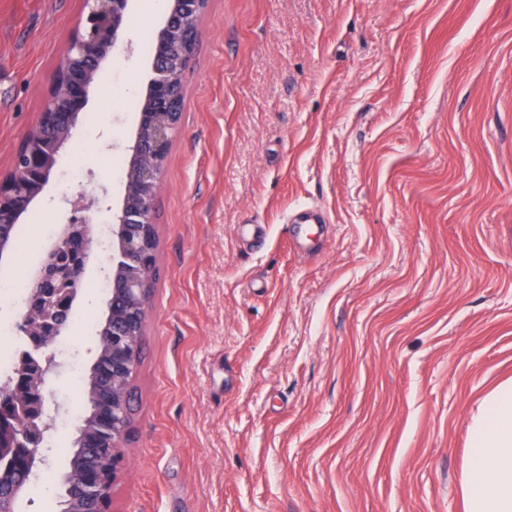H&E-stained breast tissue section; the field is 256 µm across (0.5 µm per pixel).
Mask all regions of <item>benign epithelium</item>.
Here are the masks:
<instances>
[{
  "label": "benign epithelium",
  "instance_id": "1",
  "mask_svg": "<svg viewBox=\"0 0 512 512\" xmlns=\"http://www.w3.org/2000/svg\"><path fill=\"white\" fill-rule=\"evenodd\" d=\"M132 0H84L86 16L82 29L72 37L65 55L67 66L56 72L47 102L39 114L35 127L26 136L21 148L23 162L14 163L10 173L0 177V251L11 246V225L21 223L49 182L61 152L71 134L64 130L47 138L42 130L51 124L57 112L70 115V127H75L83 111L88 91L101 64L123 44L125 24ZM210 0H169L168 16L156 32V51L152 59L154 76L140 95L137 129L127 146L123 197L118 208L109 205L108 191L94 186L67 198L72 216L62 225L58 238L46 250L48 264L40 267L34 277L33 288L44 307V321L37 327L28 312L21 315L22 331L38 338L36 351L43 354L64 335L72 312L76 289L71 288L62 302L55 290L46 287L52 274L65 280L82 277L92 257V218L102 212L112 214V265L102 269L103 277L112 281V297L122 295L128 303L127 314L119 316L116 308H108L106 325L112 344V364L131 363L134 348L131 322L145 323L146 315L137 301L152 280L153 258L143 261L139 269L131 271L124 263L133 259L142 248V241L133 235L141 226L155 227L154 207L161 173L170 148L172 136L179 126L184 103V84L177 81L181 60L175 54V39L184 31L199 32V21L209 7ZM84 238V250L76 268L63 264L51 267L68 249L74 235ZM128 392L112 391V417L95 421V427L109 436L108 452L112 466H117L128 435L130 414L121 404ZM30 424L28 414L12 413L5 408L0 413V457H10L13 465L26 469L35 466L31 449L23 450L28 434L23 426ZM114 479L111 471L91 472L85 479L89 493L96 495L91 512H108L110 492Z\"/></svg>",
  "mask_w": 512,
  "mask_h": 512
}]
</instances>
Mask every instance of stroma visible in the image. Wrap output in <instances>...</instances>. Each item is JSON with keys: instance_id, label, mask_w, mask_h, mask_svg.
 <instances>
[{"instance_id": "stroma-1", "label": "stroma", "mask_w": 512, "mask_h": 512, "mask_svg": "<svg viewBox=\"0 0 512 512\" xmlns=\"http://www.w3.org/2000/svg\"><path fill=\"white\" fill-rule=\"evenodd\" d=\"M83 0H0V174ZM164 13L134 0L26 230L111 202ZM156 199L158 275L110 512H463L468 425L512 377V0H210ZM295 236H287V225ZM97 247L65 338L104 321ZM73 427L16 512H59Z\"/></svg>"}]
</instances>
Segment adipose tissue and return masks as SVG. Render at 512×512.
<instances>
[{
    "label": "adipose tissue",
    "mask_w": 512,
    "mask_h": 512,
    "mask_svg": "<svg viewBox=\"0 0 512 512\" xmlns=\"http://www.w3.org/2000/svg\"><path fill=\"white\" fill-rule=\"evenodd\" d=\"M464 512H512V380L493 389L468 426Z\"/></svg>",
    "instance_id": "1"
}]
</instances>
